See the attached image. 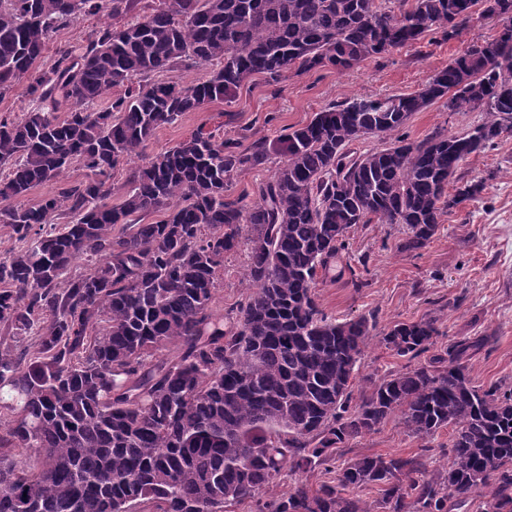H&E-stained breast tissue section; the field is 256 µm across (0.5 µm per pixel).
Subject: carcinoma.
<instances>
[{"label": "carcinoma", "mask_w": 512, "mask_h": 512, "mask_svg": "<svg viewBox=\"0 0 512 512\" xmlns=\"http://www.w3.org/2000/svg\"><path fill=\"white\" fill-rule=\"evenodd\" d=\"M157 2L0 0V99L24 81L45 103L0 116V223L23 243L0 260V327L15 343L38 337L31 355L0 349V448L34 460L21 468L0 453V512H132L142 502L225 512L244 499L256 512H450L476 489L480 512H512V385L475 386L468 369L490 338L437 350V318L395 322L381 343L409 364L354 406L376 318H331L315 291L353 226L403 224V248L416 251L484 190L459 170L512 134V23L414 93L343 101L281 136L286 160L251 202L229 184L266 161L264 141L200 127L145 153L157 128L232 98L255 75L347 70L434 30L450 39L476 14L512 20V0H401L397 14L375 0ZM81 14L114 23L77 50L57 46L41 67L57 30ZM193 65L215 70L185 86L163 78ZM446 96L449 111L488 118L463 134L394 136ZM367 132L394 139L357 156L349 146ZM136 161L112 202V176ZM74 163L85 179L64 180ZM46 183L55 191L24 203ZM154 212L162 218L145 221ZM244 229L249 294L223 319L214 294ZM79 258L90 268L73 275ZM171 345L175 359L155 358ZM394 416L421 439L452 428L449 465L431 473L418 455H366L331 483L272 494L282 469L313 472ZM370 487L380 492L372 504L358 496Z\"/></svg>", "instance_id": "cac0c4a2"}]
</instances>
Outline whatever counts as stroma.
<instances>
[{
	"label": "stroma",
	"instance_id": "35a3bbf8",
	"mask_svg": "<svg viewBox=\"0 0 512 512\" xmlns=\"http://www.w3.org/2000/svg\"><path fill=\"white\" fill-rule=\"evenodd\" d=\"M495 21L473 22L458 38L446 40L428 33L418 44L399 48L350 69L323 68L309 73L288 71L281 81L268 83L255 76L229 101H216L204 111L188 112L159 128L146 146L147 154L166 151L205 129L243 144L266 140L271 151L266 163L236 176L234 193H255L267 182L284 157L273 146L290 127L308 123L316 112L360 97L386 98L418 91L466 44L494 35ZM486 118L485 111L449 112L437 101L414 113L402 130L411 141L422 140L438 128L464 133ZM468 180L485 184L482 193L451 209L435 236L421 250L399 248L406 237L402 224L371 222L354 226L347 248L334 271L317 277L316 291L326 314L350 319L372 313L378 330L397 321L438 316V346L463 337L488 336L492 342L469 363L475 385L512 384V136H506L471 156L462 165ZM247 269L244 251L227 254L224 276L216 290L213 311L226 314L244 302ZM450 430H440L428 442L409 435L397 419L376 431L351 439L327 467L297 477L282 474L276 493H287L297 481L311 485L334 479L335 469L363 455L422 454L428 470L449 461Z\"/></svg>",
	"mask_w": 512,
	"mask_h": 512
}]
</instances>
